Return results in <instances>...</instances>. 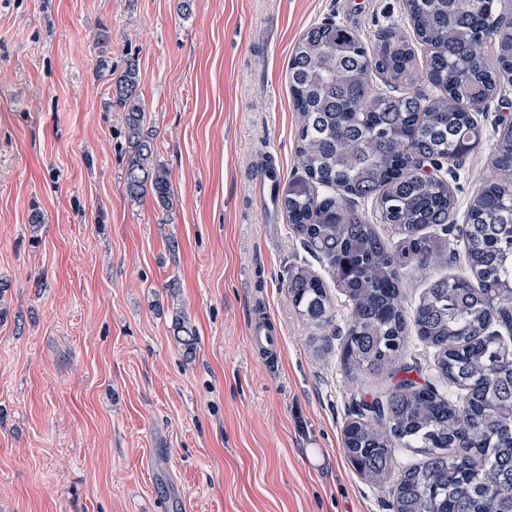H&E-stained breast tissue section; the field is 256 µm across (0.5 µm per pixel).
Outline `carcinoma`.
I'll return each mask as SVG.
<instances>
[{"mask_svg": "<svg viewBox=\"0 0 512 512\" xmlns=\"http://www.w3.org/2000/svg\"><path fill=\"white\" fill-rule=\"evenodd\" d=\"M407 7L414 41L429 49L421 67L413 45L391 33L373 50L333 21L301 36L288 80L302 174L278 189L276 201L346 293L349 368L405 373L345 427L352 467L381 487L396 469L395 449L418 448L424 460L400 472L394 512H512V344L489 331L496 323L512 334V127L496 141L460 233L476 283L434 278L413 312L416 336L434 349L439 373L464 394L420 384L409 377L412 366L399 364L407 345L401 270L425 274L448 264V241L424 230L455 226L448 182L417 167L459 166L480 146L475 113L512 84V19L494 0H408ZM377 76L388 92H375ZM138 78L131 62L112 86L128 128L124 188L133 200L150 193L171 209L170 173L154 163L143 131ZM422 81L433 93L414 90ZM352 198L376 200L399 240H385L349 205ZM288 296L308 324L329 325L332 298L308 266L291 268ZM173 335L192 355L194 329L178 319Z\"/></svg>", "mask_w": 512, "mask_h": 512, "instance_id": "1", "label": "carcinoma"}]
</instances>
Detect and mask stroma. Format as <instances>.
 Segmentation results:
<instances>
[{"mask_svg": "<svg viewBox=\"0 0 512 512\" xmlns=\"http://www.w3.org/2000/svg\"><path fill=\"white\" fill-rule=\"evenodd\" d=\"M330 20L372 49L412 35L406 0H0V512H392L343 429L397 377L348 372L341 288L250 191L263 159L298 172L288 60ZM132 59L169 211L124 190L112 83ZM477 119L481 148L440 172L461 225L512 86ZM297 264L326 280L329 327L290 302ZM469 274L460 253L402 270L406 311ZM259 319L276 359L251 346Z\"/></svg>", "mask_w": 512, "mask_h": 512, "instance_id": "1", "label": "stroma"}]
</instances>
